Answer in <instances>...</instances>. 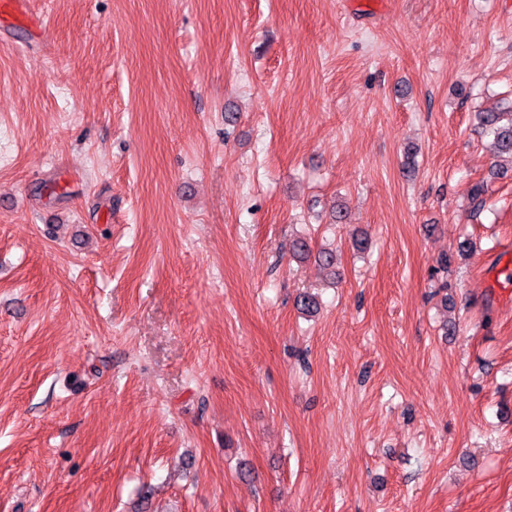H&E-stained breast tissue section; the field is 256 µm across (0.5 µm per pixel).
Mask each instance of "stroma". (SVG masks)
Here are the masks:
<instances>
[{
  "instance_id": "35a3bbf8",
  "label": "stroma",
  "mask_w": 512,
  "mask_h": 512,
  "mask_svg": "<svg viewBox=\"0 0 512 512\" xmlns=\"http://www.w3.org/2000/svg\"><path fill=\"white\" fill-rule=\"evenodd\" d=\"M27 12L0 512H512V169L476 119L512 97V0Z\"/></svg>"
}]
</instances>
